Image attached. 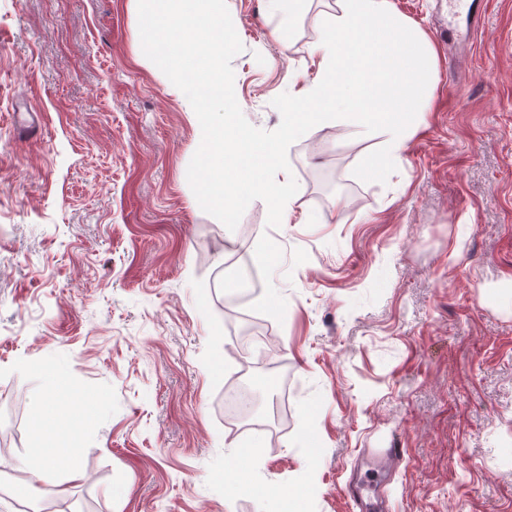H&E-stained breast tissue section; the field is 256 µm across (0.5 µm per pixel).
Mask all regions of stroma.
Segmentation results:
<instances>
[{"label": "stroma", "instance_id": "1", "mask_svg": "<svg viewBox=\"0 0 512 512\" xmlns=\"http://www.w3.org/2000/svg\"><path fill=\"white\" fill-rule=\"evenodd\" d=\"M435 50L434 88L387 183L355 178L381 135L320 124L287 157L299 190L279 228L253 201L228 230L187 180V97L144 55L135 0H0V512H351L366 457L397 448L391 512H512V0H487L472 40L448 0H389ZM246 119L315 83L319 17L226 0ZM289 24L288 42L273 32ZM38 117L36 136L17 127ZM272 244L251 249L244 225ZM274 351L253 392L290 427L232 426L229 389L254 344ZM56 392L63 416L39 414ZM51 447L76 448L30 484ZM59 449L62 448H58V450ZM58 450H47L44 453V458L41 465L34 467L30 471V484L50 483L55 477L57 463L62 455L68 456L72 462V467L70 470V479L76 481L83 478L82 471L77 467L76 464H74L76 463L77 457L76 448H70L60 452Z\"/></svg>", "mask_w": 512, "mask_h": 512}]
</instances>
